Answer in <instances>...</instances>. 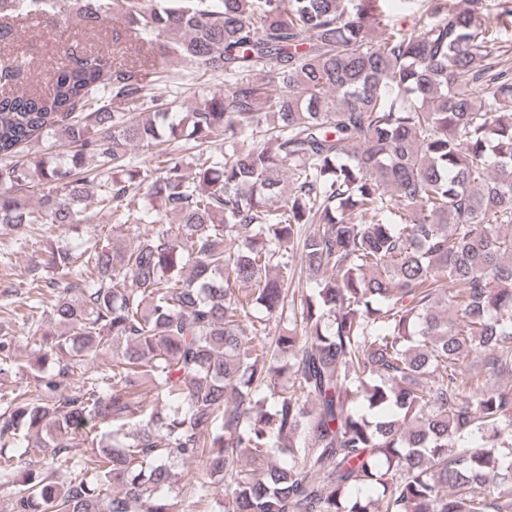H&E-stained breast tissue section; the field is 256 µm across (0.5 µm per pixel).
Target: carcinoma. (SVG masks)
I'll use <instances>...</instances> for the list:
<instances>
[{
  "label": "carcinoma",
  "mask_w": 512,
  "mask_h": 512,
  "mask_svg": "<svg viewBox=\"0 0 512 512\" xmlns=\"http://www.w3.org/2000/svg\"><path fill=\"white\" fill-rule=\"evenodd\" d=\"M385 2L0 0V43L118 7L146 57L72 52L28 92L0 58V229L152 225L15 284L11 512H197L212 488L224 512H512V65L484 0L410 29ZM206 76L228 88L184 111L159 92ZM50 136L73 151L24 154ZM135 146L163 147L157 177ZM14 351L0 328V375ZM199 469H201V462L198 460L188 461L185 464H176L174 470L177 473V477L174 486L175 492L173 495H177L178 499H183L186 493L188 496L190 493V486L193 483V480L195 479L196 473L199 471ZM191 476H194V478H192V482L189 485V479Z\"/></svg>",
  "instance_id": "carcinoma-1"
}]
</instances>
